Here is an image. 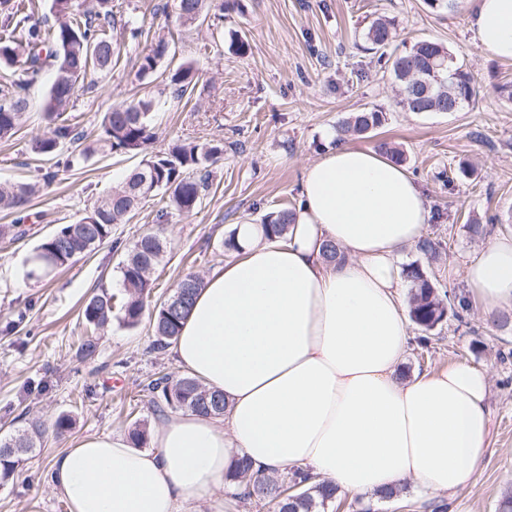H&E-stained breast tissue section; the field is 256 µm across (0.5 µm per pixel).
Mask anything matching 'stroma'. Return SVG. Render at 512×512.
I'll use <instances>...</instances> for the list:
<instances>
[{
  "mask_svg": "<svg viewBox=\"0 0 512 512\" xmlns=\"http://www.w3.org/2000/svg\"><path fill=\"white\" fill-rule=\"evenodd\" d=\"M172 3L112 0L116 20L141 27L142 36L120 40L117 66L94 75L96 90L78 91L72 109L90 142L99 136L103 113L149 95L158 103L152 151L189 142L224 146L201 206L168 219L166 253L151 274L152 300L164 299L184 275L204 277L234 259L236 250L224 242L238 225L297 208L303 174L333 144L338 124L372 107L382 109L386 121L377 138L357 139V147L371 149L383 139L403 150L431 211L424 233L443 247L435 261L408 248L404 263L420 262L449 296H467L460 270L482 245L470 237L468 219L480 218L492 235L512 236V100L501 91L512 84V62L477 45L469 0H458L452 12L432 9L426 0H231L216 27L207 21L180 25ZM379 16L394 19L396 43L431 40L448 48L473 76L470 102L451 113L402 110L386 65L358 47L363 29ZM161 37L170 38V52L150 79L140 80L138 57ZM188 60L200 79L186 103L172 98L168 79ZM42 131L31 109L16 134L0 140V181L40 186L25 235L0 239V438L21 433L35 419L67 414L74 423L64 434L47 433L19 476L0 485V512H68L50 489V457L88 435H126L138 423L154 429L163 418L151 411L141 388L161 375L181 374L171 352L152 350L154 331L146 319L130 328L116 318L99 329L94 358L78 349L86 333L85 300L102 286L120 292V264L166 205L165 193L115 225L95 252L75 257L55 275L19 281L18 269L49 234L79 221L140 162L105 150L84 168L58 171L29 149ZM463 162L475 167L473 177L459 174ZM50 170L56 177L46 187L42 175ZM510 350L512 323L497 327L474 303L465 321L450 319L433 331L429 349L411 345L400 365L405 378L455 363L491 377L493 447L474 480L447 495L448 512H497L512 490V358L503 357Z\"/></svg>",
  "mask_w": 512,
  "mask_h": 512,
  "instance_id": "stroma-1",
  "label": "stroma"
}]
</instances>
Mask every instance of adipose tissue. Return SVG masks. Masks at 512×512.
<instances>
[{"mask_svg": "<svg viewBox=\"0 0 512 512\" xmlns=\"http://www.w3.org/2000/svg\"><path fill=\"white\" fill-rule=\"evenodd\" d=\"M478 45L512 60V0H470ZM409 172L340 145L307 167L292 224L240 225V256L212 272L172 345L180 369L223 392L220 417L187 412L141 450L91 435L49 462L70 512H224L236 457L296 468L351 494L413 480L452 493L491 448L490 376L466 363L404 379L412 338L400 262L429 220ZM339 249L336 260L326 244ZM461 276L488 313L512 309V238L489 239Z\"/></svg>", "mask_w": 512, "mask_h": 512, "instance_id": "1", "label": "adipose tissue"}]
</instances>
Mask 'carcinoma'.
Wrapping results in <instances>:
<instances>
[{
	"label": "carcinoma",
	"instance_id": "carcinoma-1",
	"mask_svg": "<svg viewBox=\"0 0 512 512\" xmlns=\"http://www.w3.org/2000/svg\"><path fill=\"white\" fill-rule=\"evenodd\" d=\"M225 7L226 0H176V13L184 25L210 14L219 19ZM34 8V0H0V65L20 64L15 77L0 87V139L16 133L22 116L31 107L30 90L50 64L55 77L41 103L46 130L33 138L31 151L54 158L57 167L71 169L94 153V148L81 146L83 134L68 112L79 84L88 75L108 72L118 63L117 44L112 39L116 28L112 0H52L55 23L48 28L34 18ZM363 36L368 50L390 64V72L400 85L398 104L403 110L417 114L456 112L473 97V77L443 45L420 40L401 51L394 49V23L382 18L370 22ZM168 49L169 42L158 39L139 57L138 77L153 75ZM198 80L192 63L180 64L170 76L172 97L181 100L191 94ZM156 108L152 97L114 106L101 117L98 142L115 153L143 152L155 138L151 114ZM384 121L383 111L374 107L354 112L336 128L337 140L371 137ZM66 145L73 150L63 157L61 148ZM221 152L217 145L176 144L143 160L78 222L64 224L49 235L37 247L38 262L25 272V278L48 277L74 257L93 252L111 238L114 225L128 220L143 200L162 190L168 194V204L157 211L156 229L142 234L121 263L122 297L102 287L88 297L81 312L93 329L110 323L116 310L125 326L139 325L153 290L151 273L163 257V224L168 221L169 210L189 213L201 204L212 185L210 166ZM32 191L29 184L1 183L0 207L20 212L30 202ZM294 215L288 208L267 213L261 221V232L266 236L283 235ZM403 274L411 285L410 318L424 332L418 342L426 349L431 343L430 332L450 315L462 320L468 305L463 299L453 303L448 294H440L417 262L407 265ZM202 287V279L188 273L171 295L155 303L151 312L154 349H166L179 335ZM144 391L156 412L184 409L220 416L226 409L223 393L205 388L189 375L159 376L145 385ZM72 425L68 415L58 416L49 427L33 420L22 433L0 440V482L17 473L24 457L40 445L47 430L61 434ZM225 480L237 485L232 497L264 502L273 512H321L341 499L336 486L318 482L301 469L282 479L268 477L252 472L251 462L245 457L236 460Z\"/></svg>",
	"mask_w": 512,
	"mask_h": 512
}]
</instances>
